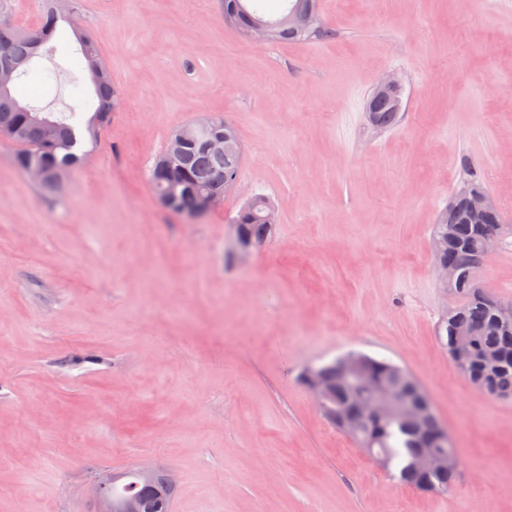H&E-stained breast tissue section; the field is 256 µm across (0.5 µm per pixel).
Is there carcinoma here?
<instances>
[{
    "mask_svg": "<svg viewBox=\"0 0 512 512\" xmlns=\"http://www.w3.org/2000/svg\"><path fill=\"white\" fill-rule=\"evenodd\" d=\"M255 0H224V17L242 35H247L252 22L264 18L258 13ZM295 0H287L283 10L275 17L267 18L274 25V43L302 41L307 39L316 27L295 28L281 23ZM63 17L54 9L47 10L42 17L40 30L36 35L21 32L17 28L0 24V56L6 57L16 77L28 74L31 62L36 57H51L55 47L51 41L59 21ZM80 44L79 65L92 77L98 106L95 112L84 118L86 102L79 99L65 107L62 112H44L40 108L20 103L11 91H0V137L20 146L15 163L22 172L31 167L43 171L40 186L46 191H55L62 185L65 174L80 165L87 151L82 149L83 135L90 143L97 142L102 130L108 124L117 104V89L112 86L110 72L101 61L97 40L86 33L78 36ZM402 107V96L382 98L375 101L373 110L367 112L375 117L372 125L387 129L394 125ZM224 128L203 122L197 136L185 143L178 153L166 145L155 159L149 172V182L156 197L173 190L169 209L183 215L201 211L202 199L208 195L224 194V175L240 171L241 163L236 154H216L207 148V141ZM268 198L256 196L247 203L232 223L240 225L242 233L252 242L262 245L271 236L274 215L267 207ZM450 203L457 206L453 223H448V208L438 212L432 229V249L435 264L457 267L462 281L454 287L460 298L457 311L445 317L439 325V333L446 336L444 345L451 350L456 333H469L468 342L462 353L454 359L458 370L472 384L485 393L497 398L512 397V306L502 303L488 291L477 296L469 279L474 259L492 241L502 242L503 229L492 223L488 217L481 224L469 222L460 199L452 195ZM349 356L361 361L364 376L371 379L382 390L391 394L404 395L410 399L429 400L416 380L399 365L377 359L360 352ZM321 371L334 394L336 404H351L359 408L360 386L354 381L338 378V363L322 366ZM442 427L435 419L418 432L408 421L390 418H370L364 429L353 436L363 448H379L388 458L389 470L396 471L399 478L410 485L430 492L449 491L454 487L457 468L446 471H427L414 465V456L419 448H441ZM126 482L112 484V496H132L143 507L157 503L171 505L174 489L169 486L168 474L162 470L153 471L148 481L142 480L137 470L123 472Z\"/></svg>",
    "mask_w": 512,
    "mask_h": 512,
    "instance_id": "obj_1",
    "label": "carcinoma"
}]
</instances>
